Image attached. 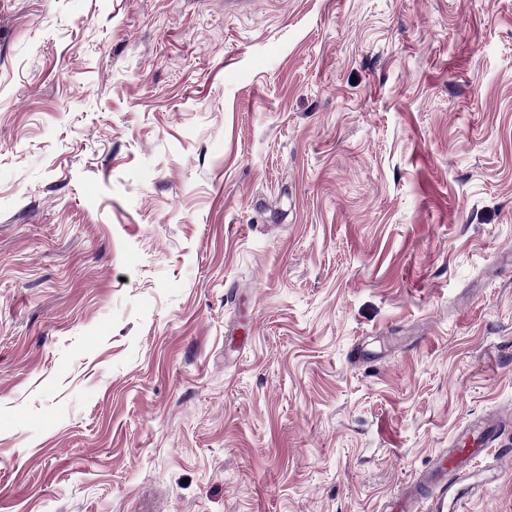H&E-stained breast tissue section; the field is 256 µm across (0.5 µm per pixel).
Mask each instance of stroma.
<instances>
[{
    "mask_svg": "<svg viewBox=\"0 0 512 512\" xmlns=\"http://www.w3.org/2000/svg\"><path fill=\"white\" fill-rule=\"evenodd\" d=\"M511 414L512 0H0V512H384Z\"/></svg>",
    "mask_w": 512,
    "mask_h": 512,
    "instance_id": "stroma-1",
    "label": "stroma"
}]
</instances>
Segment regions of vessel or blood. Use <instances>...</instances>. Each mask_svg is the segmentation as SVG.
Returning <instances> with one entry per match:
<instances>
[{
    "mask_svg": "<svg viewBox=\"0 0 512 512\" xmlns=\"http://www.w3.org/2000/svg\"><path fill=\"white\" fill-rule=\"evenodd\" d=\"M494 441L493 429L488 424L475 425L460 432L447 459L422 472L416 480V490L410 491L406 499L397 501L394 512H414L422 502L426 503L429 512H448L449 506L461 505L468 495L460 471L462 464Z\"/></svg>",
    "mask_w": 512,
    "mask_h": 512,
    "instance_id": "b4317fda",
    "label": "vessel or blood"
}]
</instances>
